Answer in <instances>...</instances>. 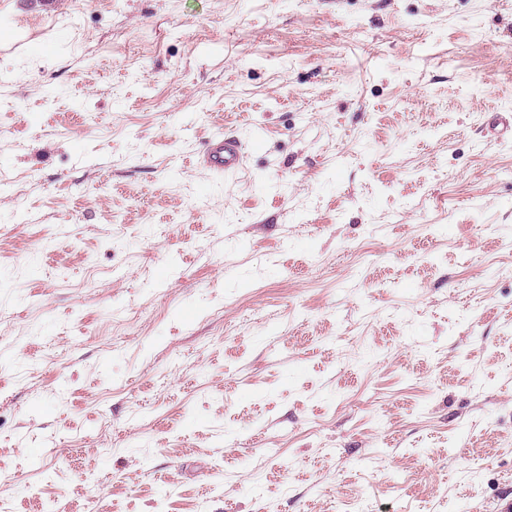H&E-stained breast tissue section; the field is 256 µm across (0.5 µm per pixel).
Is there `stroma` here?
I'll list each match as a JSON object with an SVG mask.
<instances>
[{"instance_id":"obj_1","label":"stroma","mask_w":512,"mask_h":512,"mask_svg":"<svg viewBox=\"0 0 512 512\" xmlns=\"http://www.w3.org/2000/svg\"><path fill=\"white\" fill-rule=\"evenodd\" d=\"M503 111L512 0H0V502L512 512ZM243 144L235 137L215 136L208 141L203 162L214 173L237 171L243 163Z\"/></svg>"}]
</instances>
